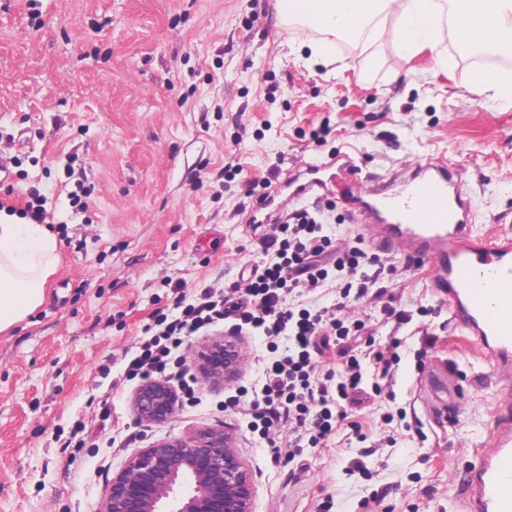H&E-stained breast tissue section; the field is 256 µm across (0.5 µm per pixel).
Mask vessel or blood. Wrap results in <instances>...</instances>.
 Returning a JSON list of instances; mask_svg holds the SVG:
<instances>
[{
  "label": "vessel or blood",
  "mask_w": 512,
  "mask_h": 512,
  "mask_svg": "<svg viewBox=\"0 0 512 512\" xmlns=\"http://www.w3.org/2000/svg\"><path fill=\"white\" fill-rule=\"evenodd\" d=\"M339 177L350 183L369 242L395 240L413 261L434 260L436 294L489 364L503 395L468 471L463 509L512 512V237L476 234L456 164L445 158L417 165L396 188L373 183L350 155L339 154L288 175L252 211L263 215L278 198L327 192Z\"/></svg>",
  "instance_id": "vessel-or-blood-1"
}]
</instances>
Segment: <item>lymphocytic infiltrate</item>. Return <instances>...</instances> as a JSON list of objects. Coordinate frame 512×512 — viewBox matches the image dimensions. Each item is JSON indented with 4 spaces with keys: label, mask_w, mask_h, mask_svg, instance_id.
Here are the masks:
<instances>
[{
    "label": "lymphocytic infiltrate",
    "mask_w": 512,
    "mask_h": 512,
    "mask_svg": "<svg viewBox=\"0 0 512 512\" xmlns=\"http://www.w3.org/2000/svg\"><path fill=\"white\" fill-rule=\"evenodd\" d=\"M261 243L265 252L274 253L272 265L257 278L237 282L222 296L209 287L193 303L177 296L175 316L158 318L157 332L128 359L125 374L145 380L182 366L176 350L200 329L229 316L240 325L262 329L268 337L287 336L288 352L267 366L264 394L252 402L251 415L262 423L266 439H273L275 427L285 420L294 426L292 447L318 448L331 435L334 421L343 420L342 404L358 405L382 392L380 383L365 386V356L349 344L351 338L366 335L365 322L348 323L340 316L346 299L367 297L376 277L364 270L366 252L361 247L332 251L330 237L304 207L289 213L287 221L271 224ZM333 271L349 277L335 308L314 312L284 308L285 295L315 292ZM316 336L335 337L340 353L347 357L343 373L318 372L311 353Z\"/></svg>",
    "instance_id": "1"
}]
</instances>
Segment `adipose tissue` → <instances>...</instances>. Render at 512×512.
I'll list each match as a JSON object with an SVG mask.
<instances>
[{"instance_id":"1","label":"adipose tissue","mask_w":512,"mask_h":512,"mask_svg":"<svg viewBox=\"0 0 512 512\" xmlns=\"http://www.w3.org/2000/svg\"><path fill=\"white\" fill-rule=\"evenodd\" d=\"M278 7L287 19L313 31L307 44L314 62L333 57L339 40L380 38L390 22L397 51L407 60L437 49L446 36L459 52L486 46L512 59V0H278ZM472 90L492 103L511 106L512 69L475 70ZM57 262L55 234L0 210V332L43 304Z\"/></svg>"}]
</instances>
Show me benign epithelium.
<instances>
[{"label":"benign epithelium","instance_id":"obj_1","mask_svg":"<svg viewBox=\"0 0 512 512\" xmlns=\"http://www.w3.org/2000/svg\"><path fill=\"white\" fill-rule=\"evenodd\" d=\"M196 360L209 378L232 377L241 370V348L231 339H211L198 346ZM178 405L177 390L161 378L144 381L131 398L134 415L146 423L168 420ZM255 496L234 435L202 428L134 452L112 476L101 512H253Z\"/></svg>","mask_w":512,"mask_h":512}]
</instances>
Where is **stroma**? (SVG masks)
Listing matches in <instances>:
<instances>
[{"instance_id": "1", "label": "stroma", "mask_w": 512, "mask_h": 512, "mask_svg": "<svg viewBox=\"0 0 512 512\" xmlns=\"http://www.w3.org/2000/svg\"><path fill=\"white\" fill-rule=\"evenodd\" d=\"M299 34L274 0H0V204L39 194L60 242L44 303L0 334V512H99L130 455L204 427L236 435L254 512H361L375 495L377 512H463L500 392L432 292V264L389 244L366 248L385 297L346 313L367 323L373 350L399 340L392 386L348 407L324 447L289 448L285 423L271 443L254 429L249 405L289 342L230 319L206 335L240 343L238 375L189 370L196 398L166 423L132 411L125 356L157 312L177 291L191 301L271 263L246 221L250 184L271 168L347 153L378 180L445 157L464 170L476 233L512 236V107L472 92L475 66L451 39L407 62L388 30L342 42L324 66L308 64ZM349 191L339 180L304 200L340 248L358 234ZM79 424L83 447H64ZM360 433L392 438L363 473L349 469Z\"/></svg>"}]
</instances>
